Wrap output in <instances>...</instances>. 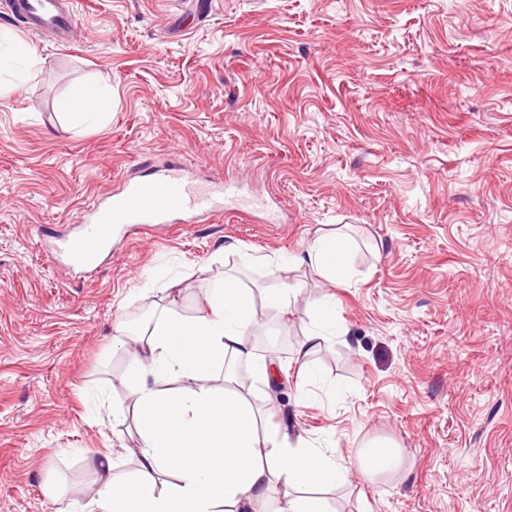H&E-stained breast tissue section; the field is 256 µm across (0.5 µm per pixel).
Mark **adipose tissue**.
I'll return each mask as SVG.
<instances>
[{
  "label": "adipose tissue",
  "instance_id": "ef3b65f1",
  "mask_svg": "<svg viewBox=\"0 0 512 512\" xmlns=\"http://www.w3.org/2000/svg\"><path fill=\"white\" fill-rule=\"evenodd\" d=\"M351 242L342 235L317 238L302 263L339 284L353 274ZM252 296L233 276L213 288L206 309L191 318L169 317L140 330L117 324L115 345H138L130 356L132 396L139 444L133 476L117 471L102 456L103 475L91 500L98 512H259L273 485L284 491L275 512H329V490L353 473L396 470L401 453L376 440L347 461L313 447L304 437L261 426L247 394L225 374L224 386L201 381L224 358L246 363L254 384L278 377L273 361L253 356L248 331L254 327ZM347 330L336 304L325 301L299 350L307 356ZM178 377L181 388L161 390L162 380Z\"/></svg>",
  "mask_w": 512,
  "mask_h": 512
}]
</instances>
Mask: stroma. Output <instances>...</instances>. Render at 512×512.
Wrapping results in <instances>:
<instances>
[{
  "instance_id": "stroma-1",
  "label": "stroma",
  "mask_w": 512,
  "mask_h": 512,
  "mask_svg": "<svg viewBox=\"0 0 512 512\" xmlns=\"http://www.w3.org/2000/svg\"><path fill=\"white\" fill-rule=\"evenodd\" d=\"M4 4L0 34L39 63L0 51V512H56L52 483L88 502L105 453L136 471L114 325L193 317L227 275L281 369L257 389L235 368L264 421L346 459L401 452L332 512H512V0H75L65 41ZM98 82L103 119L74 122L60 102ZM178 162L261 211L136 233L86 281L38 244L37 225ZM336 233L350 281L291 266ZM329 298L348 333L300 358Z\"/></svg>"
}]
</instances>
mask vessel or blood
I'll use <instances>...</instances> for the list:
<instances>
[{
	"label": "vessel or blood",
	"instance_id": "b4317fda",
	"mask_svg": "<svg viewBox=\"0 0 512 512\" xmlns=\"http://www.w3.org/2000/svg\"><path fill=\"white\" fill-rule=\"evenodd\" d=\"M8 10L30 34L51 29L65 37L77 25L70 0H9ZM256 205L235 182L210 183L192 166L172 165L97 196L63 229L40 226V242L51 259L81 279L97 272L118 237L168 224H200L228 210L250 215Z\"/></svg>",
	"mask_w": 512,
	"mask_h": 512
}]
</instances>
